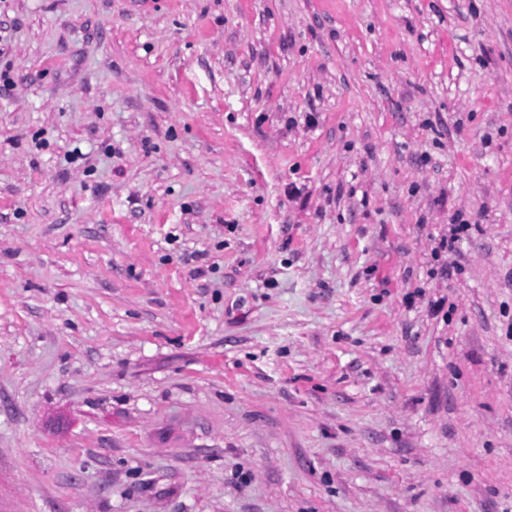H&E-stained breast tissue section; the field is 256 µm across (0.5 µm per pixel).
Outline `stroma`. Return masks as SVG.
I'll return each mask as SVG.
<instances>
[{
  "mask_svg": "<svg viewBox=\"0 0 512 512\" xmlns=\"http://www.w3.org/2000/svg\"><path fill=\"white\" fill-rule=\"evenodd\" d=\"M1 71L0 512H512V0H0Z\"/></svg>",
  "mask_w": 512,
  "mask_h": 512,
  "instance_id": "stroma-1",
  "label": "stroma"
}]
</instances>
